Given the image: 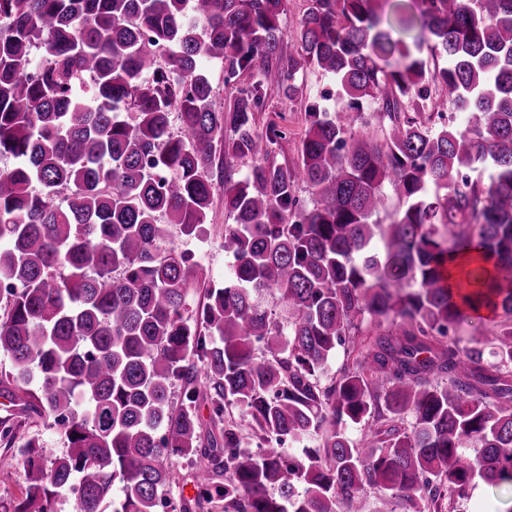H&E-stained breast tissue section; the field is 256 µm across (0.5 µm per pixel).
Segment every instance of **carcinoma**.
<instances>
[{
	"mask_svg": "<svg viewBox=\"0 0 512 512\" xmlns=\"http://www.w3.org/2000/svg\"><path fill=\"white\" fill-rule=\"evenodd\" d=\"M286 2L0 0V388L40 387L10 394L0 441L35 414L65 445L21 449L14 512L62 495L76 512H362L371 491L382 512H456L479 480L512 486V0H412L395 18L426 33L411 45L382 28L381 0H307L293 51ZM205 60L234 89L220 109ZM311 68L342 106L307 104L290 166L288 131L256 116L273 94L304 98ZM366 106L383 137L359 128ZM246 159L221 178L232 265L194 305L188 257L164 243L197 236L214 172ZM387 184L401 204L380 224ZM471 251L486 290L457 297L447 264ZM474 319L492 363L454 336ZM233 406L261 452L241 450ZM175 457L195 465L191 499L168 496Z\"/></svg>",
	"mask_w": 512,
	"mask_h": 512,
	"instance_id": "carcinoma-1",
	"label": "carcinoma"
}]
</instances>
